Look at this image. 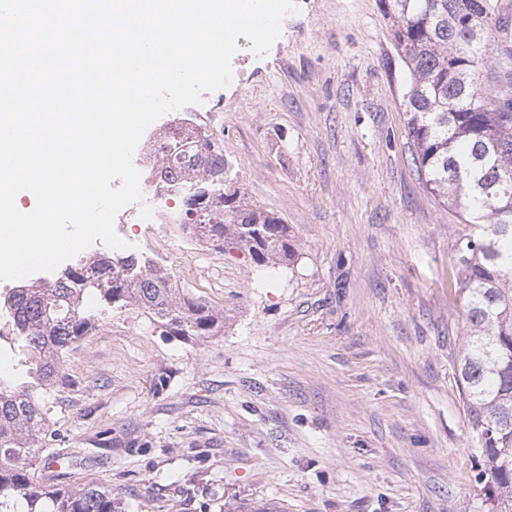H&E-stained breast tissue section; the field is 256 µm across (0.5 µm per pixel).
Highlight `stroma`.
Returning <instances> with one entry per match:
<instances>
[{
    "label": "stroma",
    "mask_w": 512,
    "mask_h": 512,
    "mask_svg": "<svg viewBox=\"0 0 512 512\" xmlns=\"http://www.w3.org/2000/svg\"><path fill=\"white\" fill-rule=\"evenodd\" d=\"M481 87L512 100V0ZM266 56L238 38L211 98L233 186L288 224L294 264L204 248L178 288L218 335L115 310L43 401L52 483L95 481L129 512H492L460 398L467 225L418 177L409 75L385 0H297Z\"/></svg>",
    "instance_id": "35a3bbf8"
}]
</instances>
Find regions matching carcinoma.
<instances>
[{"mask_svg": "<svg viewBox=\"0 0 512 512\" xmlns=\"http://www.w3.org/2000/svg\"><path fill=\"white\" fill-rule=\"evenodd\" d=\"M396 45L411 75L406 134L426 188L470 225L456 253L453 287L465 297L467 336L459 359L461 397L477 439L494 512H512V100L480 90L488 34L500 24L497 0H391ZM200 165L178 189L181 227L212 247H237L258 266L289 264L296 251L281 217L224 189V147L189 135ZM132 306L173 336H212L224 312L174 285L173 274L147 256L79 257L53 286L27 285L0 294L14 311L17 353L0 374V512H127L112 489L92 481L52 485L34 462L48 425L41 403L66 384L63 358L99 318Z\"/></svg>", "mask_w": 512, "mask_h": 512, "instance_id": "obj_1", "label": "carcinoma"}]
</instances>
